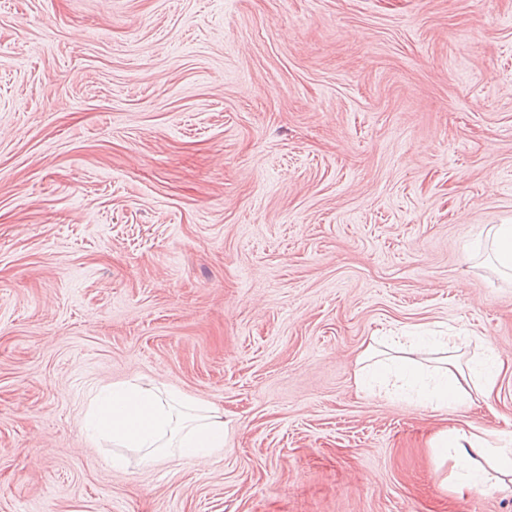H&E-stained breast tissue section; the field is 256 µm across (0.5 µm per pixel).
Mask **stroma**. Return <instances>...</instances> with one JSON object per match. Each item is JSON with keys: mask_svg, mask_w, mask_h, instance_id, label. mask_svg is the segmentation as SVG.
<instances>
[{"mask_svg": "<svg viewBox=\"0 0 512 512\" xmlns=\"http://www.w3.org/2000/svg\"><path fill=\"white\" fill-rule=\"evenodd\" d=\"M497 224L512 0H0V512H512L429 446L512 439ZM425 329L498 358L489 398L357 385ZM116 383L215 406L223 451L92 440Z\"/></svg>", "mask_w": 512, "mask_h": 512, "instance_id": "35a3bbf8", "label": "stroma"}]
</instances>
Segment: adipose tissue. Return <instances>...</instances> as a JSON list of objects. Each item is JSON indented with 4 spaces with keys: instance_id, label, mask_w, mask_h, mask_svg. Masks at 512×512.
I'll use <instances>...</instances> for the list:
<instances>
[{
    "instance_id": "ef3b65f1",
    "label": "adipose tissue",
    "mask_w": 512,
    "mask_h": 512,
    "mask_svg": "<svg viewBox=\"0 0 512 512\" xmlns=\"http://www.w3.org/2000/svg\"><path fill=\"white\" fill-rule=\"evenodd\" d=\"M443 355L434 374H426L412 347L393 357L380 358L368 347L360 358V382L373 378H395L401 391L412 392L418 404L430 411H455L474 396H490L501 367L488 358L481 367L461 365L455 354L454 336L442 344ZM86 426L92 437L111 442L113 447L143 450V459L156 461L163 449L200 461L224 447V417L199 401L176 392L138 385L115 384L102 390L91 402ZM449 460L459 481L468 487H512V450L494 447L487 431L469 426L430 440Z\"/></svg>"
}]
</instances>
